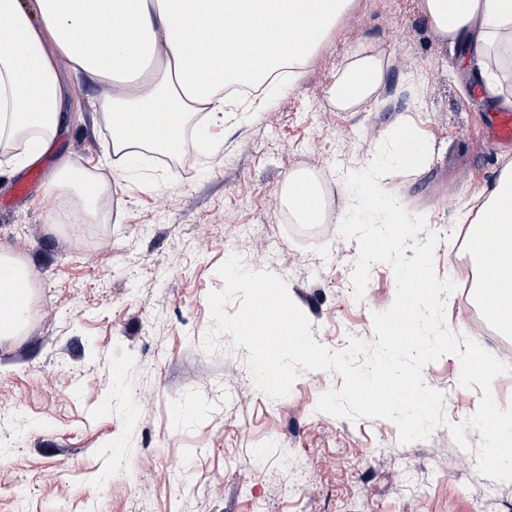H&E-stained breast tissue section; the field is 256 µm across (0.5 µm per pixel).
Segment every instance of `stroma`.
<instances>
[{
	"label": "stroma",
	"instance_id": "stroma-1",
	"mask_svg": "<svg viewBox=\"0 0 512 512\" xmlns=\"http://www.w3.org/2000/svg\"><path fill=\"white\" fill-rule=\"evenodd\" d=\"M358 51L382 55L386 77L344 112L331 89ZM106 92L69 81L70 119L23 202L6 200L28 170L0 167V253L35 275L21 335L0 339V512H512V480L476 470L479 432L466 430V451L448 429L482 397L460 386L456 356L423 370L444 395L445 425L403 444L393 421L317 411L342 387L337 373L301 372L274 400L254 387L248 350L228 351L231 335L224 351L203 349L207 296L223 289L217 270L233 253L287 282L316 342L341 351L352 336L375 341L373 315L392 305L396 281L374 264L354 297L358 242L339 233L351 203L343 176L404 122L427 140L428 158L380 185L438 234V278L473 277L465 239L512 143L487 139L496 106L464 49L436 38L425 0H352L264 108L244 99L221 118L193 115L187 165L145 154L116 181L94 107ZM66 160L110 185L81 223L56 221L82 212L73 189L53 184ZM295 174L321 189L325 223H294L283 210ZM446 324L512 366V334L474 288L448 296Z\"/></svg>",
	"mask_w": 512,
	"mask_h": 512
}]
</instances>
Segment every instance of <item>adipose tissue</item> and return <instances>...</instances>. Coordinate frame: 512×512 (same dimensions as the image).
I'll list each match as a JSON object with an SVG mask.
<instances>
[{
    "instance_id": "1",
    "label": "adipose tissue",
    "mask_w": 512,
    "mask_h": 512,
    "mask_svg": "<svg viewBox=\"0 0 512 512\" xmlns=\"http://www.w3.org/2000/svg\"><path fill=\"white\" fill-rule=\"evenodd\" d=\"M350 0H0V156L35 163L61 122L58 60L112 94L100 103L112 128L115 172L146 151L171 152L194 113L223 112L225 88L287 76L296 81ZM435 35L465 42L486 96L512 104L501 77L512 54V0H426ZM373 54L354 56L332 89L351 110L385 79ZM468 251L484 297L486 267L512 299V164L483 191Z\"/></svg>"
}]
</instances>
